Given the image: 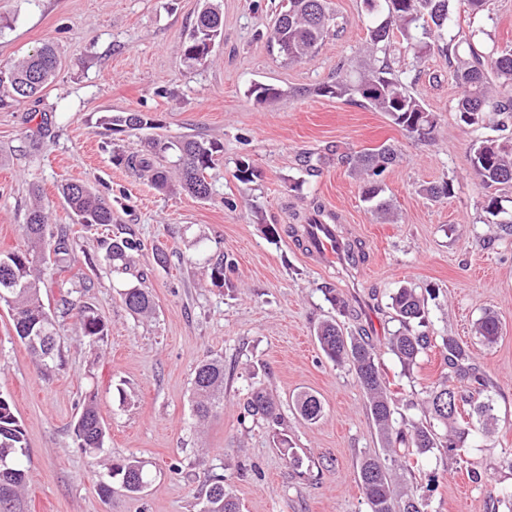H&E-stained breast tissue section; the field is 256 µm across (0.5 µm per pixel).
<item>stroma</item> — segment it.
<instances>
[{"mask_svg": "<svg viewBox=\"0 0 512 512\" xmlns=\"http://www.w3.org/2000/svg\"><path fill=\"white\" fill-rule=\"evenodd\" d=\"M203 0H0V67L53 42L58 66L36 100L0 106V251L25 247V215L41 200L50 232L66 233L70 255L61 278L75 299L109 327L89 347L74 316L61 315V288L43 289L57 317L64 364L41 369L17 338L0 304V393L10 396L27 439L28 512H199L209 475L220 474L240 512H365L357 464L380 448L350 366L331 362L313 329L335 311L333 289L360 313L401 413L420 418L423 390L444 366L438 351L411 373L387 349L398 324L390 293L411 285L425 293L426 330L454 336L490 375L498 420L474 427L469 459L490 474L472 483L464 467L427 458L419 482L427 512H491V496L512 487V238L489 241L493 218L471 156L492 137L487 126L464 125L455 110L460 88L447 57L416 59L395 44L393 67L436 117L431 140L410 137L381 112L316 94L345 59L366 65L363 0H329L342 25L311 58L288 63L264 34L281 0H221L224 29L205 65L179 53ZM452 32L477 47L512 46V0H489V14L457 12ZM275 86L279 98L256 103L252 84ZM140 112L157 133L218 143L200 200L162 192L146 176L114 163L136 137L103 125L104 116ZM390 144L399 162L384 174V196L398 213L377 220L347 160ZM319 158L307 173V158ZM259 172L249 184L234 176L239 161ZM449 180L452 194L430 200L423 185ZM67 181L92 186L112 206L109 227L84 226L61 198ZM334 215L338 229L360 240L369 258L337 276L298 245L296 231L314 208ZM278 235H267L263 224ZM130 238L132 274L113 271L102 242ZM167 259L159 261L156 252ZM227 254L235 267L224 287L212 286L208 261ZM147 288L150 316L131 313L119 295ZM501 322L496 344L476 332L485 312ZM224 359V403L203 421L192 411V378L205 356ZM264 387L284 417L280 432L242 419L252 387ZM96 391L108 431L107 456H135L151 466L142 493L97 492L104 466L82 453L73 433L86 392ZM312 391L324 412L304 422L295 396ZM287 439L299 465L284 456Z\"/></svg>", "mask_w": 512, "mask_h": 512, "instance_id": "stroma-1", "label": "stroma"}]
</instances>
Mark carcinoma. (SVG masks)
I'll list each match as a JSON object with an SVG mask.
<instances>
[{"mask_svg":"<svg viewBox=\"0 0 512 512\" xmlns=\"http://www.w3.org/2000/svg\"><path fill=\"white\" fill-rule=\"evenodd\" d=\"M193 30L180 46L181 54L190 66H200L207 58L197 50L205 32L219 33L224 15L219 0H204ZM488 0H363L366 10V48L377 66L361 69L351 61L344 62L336 78L316 88L322 96L346 98L359 105L387 114L392 122L419 141L431 138L436 118L423 103L412 95L400 75L391 67L390 52L395 37H400L421 57L429 41L442 43V50L456 59L455 80L461 88L456 102L459 119L468 126L488 124L503 132L512 123V47L477 50L467 43L468 53L461 56L460 44L449 35L451 13L462 6L470 16L486 10ZM338 27L330 14L327 0H288L281 7L267 32L269 46L290 63H299L315 53L331 29ZM55 47L44 42L27 56L19 59L0 74L1 94L13 100L31 98L41 93L52 81L56 69ZM249 94L258 102L277 98L280 92L272 85L254 84ZM109 124L121 131L152 128L154 124L139 112H125L109 118ZM219 146L215 142L197 139L149 137L140 147L114 156L117 164L146 173L156 189L172 191L180 188L198 199L211 195L207 170L216 161ZM397 159L395 148L383 144L369 149L350 161L351 172L363 182L364 199L372 203L373 212L382 220L394 222L397 214L392 203L382 198L380 177ZM474 174L488 188L499 190L512 186V139L501 137L481 141L471 157ZM422 191L433 199L450 196L453 184L449 181L429 184ZM61 194L84 225L107 226L112 223V208L88 185L78 181L61 184ZM486 211L496 218L492 235L495 238L512 236V209L503 206L501 197L490 194L485 200ZM47 215L45 208L34 204L25 218V249L0 252V302L13 312L16 336L27 346L42 368L48 370L62 358L58 345V329L41 297L45 270L52 264H64L63 256L69 246L65 238L55 241L54 248L45 249ZM140 244L123 238L106 243L103 260L115 270L129 268V253ZM233 260L222 257L210 268V280L216 287L224 286L226 272L233 270ZM126 308L136 315L153 312L149 292L138 286L121 290ZM390 309L398 328L389 337L388 351L401 367L410 372L427 351L439 346L448 369L437 382L427 387L423 400L424 418L414 420L398 414L391 382L378 360L373 343L359 327L344 333L334 320H326L316 328L320 348L332 362L347 363L355 373L362 389L372 424L377 431L387 461L380 456L365 455L357 465V475L366 512H425L426 502L420 493L416 472L427 457L437 453L456 463L466 464L472 482L481 484L485 474L475 463L465 459L470 422L477 419L489 430L495 407L484 395L493 385L490 376L471 358L469 351L453 336L437 338L418 331L426 321L425 298L412 285H402L390 295ZM337 313L349 320L358 313L344 299L328 297ZM63 310L76 312L82 336L94 347L108 335L107 323L87 306H79L66 291L60 298ZM497 315L486 313L477 324V334L488 343L500 335ZM195 415L206 419L212 409L224 403V360L219 357L201 361L194 372L192 386ZM294 408L308 421H318L323 413L320 398L312 392L297 396ZM244 414L259 417L273 430L281 426L279 406L262 387L251 389L244 405ZM78 447L89 456L99 459L105 452L106 427L100 415L96 393H85L81 412L74 424ZM25 430L15 414L9 397L0 394V503L8 512H27L25 487L28 468ZM151 482L148 463L138 457L110 460L107 479L99 480L102 498L112 499L113 485L126 493L137 495ZM200 512H239L233 493L224 486V476L213 475L206 481Z\"/></svg>","mask_w":512,"mask_h":512,"instance_id":"obj_1","label":"carcinoma"}]
</instances>
